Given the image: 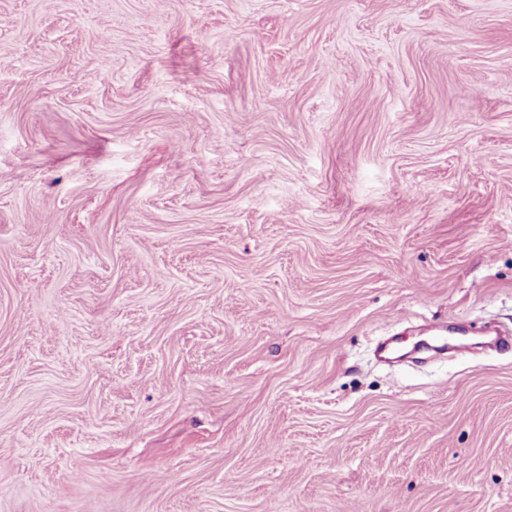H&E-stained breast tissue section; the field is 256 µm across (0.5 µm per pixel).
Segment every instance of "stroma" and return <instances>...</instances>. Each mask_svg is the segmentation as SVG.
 Masks as SVG:
<instances>
[{
    "label": "stroma",
    "instance_id": "stroma-1",
    "mask_svg": "<svg viewBox=\"0 0 512 512\" xmlns=\"http://www.w3.org/2000/svg\"><path fill=\"white\" fill-rule=\"evenodd\" d=\"M489 323L512 0H0V512H512Z\"/></svg>",
    "mask_w": 512,
    "mask_h": 512
}]
</instances>
